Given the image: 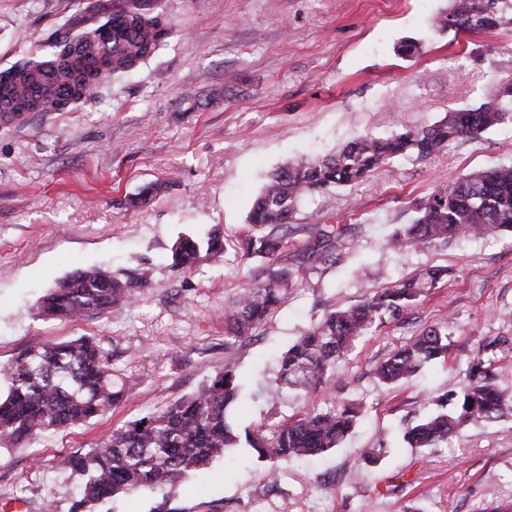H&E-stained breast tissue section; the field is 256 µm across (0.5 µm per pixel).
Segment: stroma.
<instances>
[{
  "label": "stroma",
  "mask_w": 512,
  "mask_h": 512,
  "mask_svg": "<svg viewBox=\"0 0 512 512\" xmlns=\"http://www.w3.org/2000/svg\"><path fill=\"white\" fill-rule=\"evenodd\" d=\"M113 0H0V72L53 56L105 23ZM162 18L159 49L100 82L72 110L0 123V365L27 348L82 336L119 347L116 373L138 386L110 412L48 429L0 458V505L70 512L79 478L67 458L113 428L193 394L233 367L241 384L236 427L269 426L340 401L361 405L354 433L322 456L282 464L277 485L245 448L183 479L179 512H505L512 506V417L467 424L432 452L410 448L422 402L460 390L470 357L512 337V231L445 248L388 245L412 203L465 173L512 163V123L456 140L427 158L400 156L337 189L331 208L310 203L288 235L292 262L315 229L349 226L334 265L303 268L286 303L257 336L225 349L224 307L266 267L235 244L266 177L289 160L331 153L365 135L414 130L452 109L477 107L512 74V31L430 26L451 0H126ZM418 45L404 56L402 44ZM491 46L492 55L482 52ZM219 231L222 259L173 268L181 237ZM152 278L132 303L76 320L38 315L55 284L104 266ZM438 265L450 274L401 321L372 330L341 361L331 393L267 394L278 357L325 312ZM453 322L447 359L388 388L373 368L426 326ZM374 467L361 457L378 444Z\"/></svg>",
  "instance_id": "stroma-1"
}]
</instances>
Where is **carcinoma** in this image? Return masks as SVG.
Listing matches in <instances>:
<instances>
[{
	"mask_svg": "<svg viewBox=\"0 0 512 512\" xmlns=\"http://www.w3.org/2000/svg\"><path fill=\"white\" fill-rule=\"evenodd\" d=\"M450 10L436 16L439 32L480 33L512 28V0H452ZM112 55L117 60L103 68H91L76 80L72 101L91 91L86 77L126 71L157 49L165 36L159 20L131 16L126 21L114 13ZM102 29L78 34L47 60L32 59L0 74V95L8 90L21 96L26 88L15 83L28 71L64 69L66 57L91 48ZM512 122V74L498 90L475 108L451 110L432 125L386 137L365 135L322 158L287 162L261 187L246 217L248 231L238 249L245 259L266 258L258 282L242 291L224 309L225 348L255 334L288 298L299 270L274 264L302 205L317 199L324 206L338 187L351 185L393 158L410 152L427 157L463 138L505 122ZM512 230V164L466 174L450 184L436 186L415 201L409 222L400 225L390 240L397 251L444 247L467 236ZM346 227L319 228L308 249V263L337 261V244ZM226 252L223 238L214 234L204 242L186 238L175 243L173 267L188 270L203 260ZM151 268L144 265L124 279L102 267L78 269L46 294L39 313L54 318H75L105 311L135 300L148 287ZM448 275V268L432 266L408 280L382 288L354 305L327 312L308 328L278 360L277 387L310 393L331 390L337 363L352 354L368 333L396 318L418 297L429 293ZM453 323L428 326L392 351L377 365L375 378L395 386L415 376L423 365L447 358L453 343ZM512 351V337L499 336L483 345L468 363L466 382L458 392H446L431 400L434 408L407 425L405 441L412 448L433 450L471 422H492L512 416V395L506 393L497 354ZM117 348L106 351L93 337L44 344L21 353L0 367V381L8 394L0 399V449L38 435L49 428H66L118 405L138 385L134 380H112V360ZM240 398L235 371L224 368L205 381L195 393L166 409L128 421L115 428L98 447L69 460L82 477L80 494L71 512H96L100 502L143 489L163 492L158 512H177L167 504L182 479L229 448L243 444L257 458L271 463L267 471L275 483L277 466L328 452L351 433L361 406L341 403L323 411H306L295 419L265 429L240 432L228 421L230 408Z\"/></svg>",
	"mask_w": 512,
	"mask_h": 512,
	"instance_id": "obj_1",
	"label": "carcinoma"
}]
</instances>
